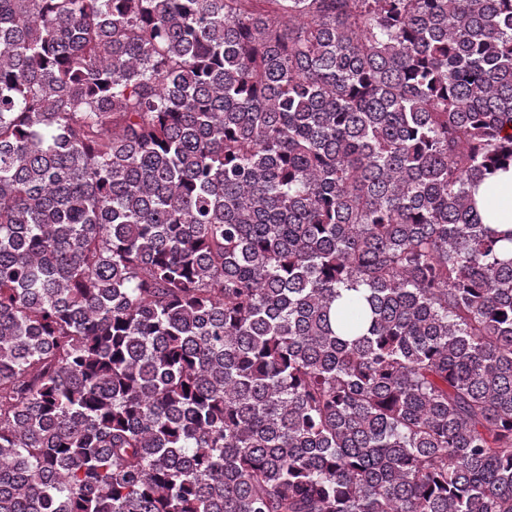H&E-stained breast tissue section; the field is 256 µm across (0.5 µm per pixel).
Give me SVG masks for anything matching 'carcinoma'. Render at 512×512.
I'll return each instance as SVG.
<instances>
[{"label": "carcinoma", "instance_id": "obj_1", "mask_svg": "<svg viewBox=\"0 0 512 512\" xmlns=\"http://www.w3.org/2000/svg\"><path fill=\"white\" fill-rule=\"evenodd\" d=\"M512 0H0V512H512ZM490 198L497 199L499 204L487 212L486 223L512 227V166L496 172L479 188L477 199L479 204L484 202V209Z\"/></svg>", "mask_w": 512, "mask_h": 512}]
</instances>
